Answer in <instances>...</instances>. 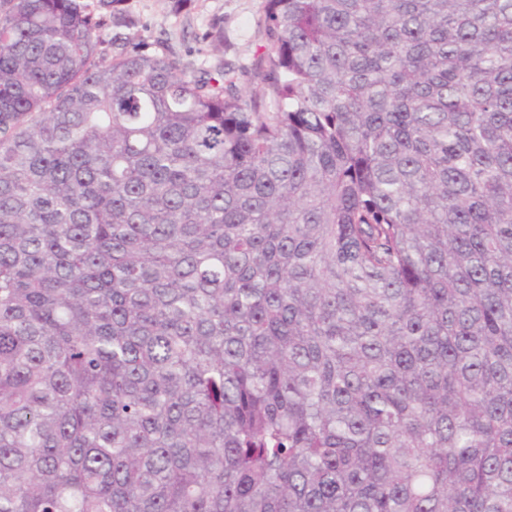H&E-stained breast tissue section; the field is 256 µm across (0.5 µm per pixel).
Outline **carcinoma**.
I'll return each mask as SVG.
<instances>
[{
  "label": "carcinoma",
  "instance_id": "obj_1",
  "mask_svg": "<svg viewBox=\"0 0 512 512\" xmlns=\"http://www.w3.org/2000/svg\"><path fill=\"white\" fill-rule=\"evenodd\" d=\"M265 13L0 0V512H512V0ZM107 25L96 34L107 44L116 33L163 40L194 69L218 63L248 104L262 102L259 62L265 52V0H84Z\"/></svg>",
  "mask_w": 512,
  "mask_h": 512
}]
</instances>
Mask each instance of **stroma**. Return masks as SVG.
<instances>
[{
    "label": "stroma",
    "mask_w": 512,
    "mask_h": 512,
    "mask_svg": "<svg viewBox=\"0 0 512 512\" xmlns=\"http://www.w3.org/2000/svg\"><path fill=\"white\" fill-rule=\"evenodd\" d=\"M107 23L97 35L127 33L165 41L194 68L223 64L245 101L261 100L259 62L265 52V0H87Z\"/></svg>",
    "instance_id": "35a3bbf8"
}]
</instances>
